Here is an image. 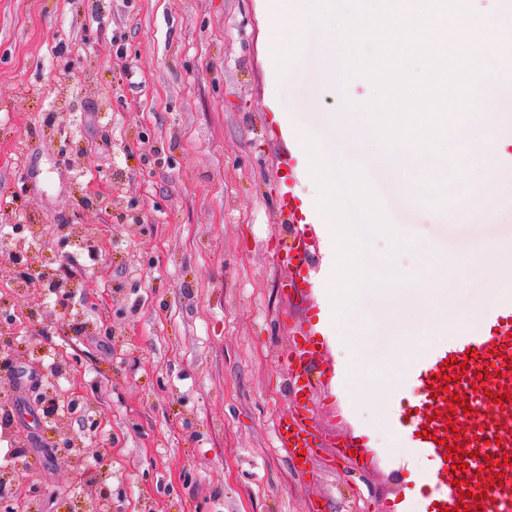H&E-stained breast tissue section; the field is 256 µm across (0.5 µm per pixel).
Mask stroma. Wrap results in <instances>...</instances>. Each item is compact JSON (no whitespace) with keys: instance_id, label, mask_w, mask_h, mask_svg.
<instances>
[{"instance_id":"stroma-1","label":"stroma","mask_w":512,"mask_h":512,"mask_svg":"<svg viewBox=\"0 0 512 512\" xmlns=\"http://www.w3.org/2000/svg\"><path fill=\"white\" fill-rule=\"evenodd\" d=\"M263 0H0V227L36 225L34 295L0 263V471L8 506L83 512H382L416 475L276 440L307 386L321 431L391 441L371 403L336 385L346 350L287 359L319 326L331 242L280 223L291 144L270 123ZM403 241L350 215L367 256L410 279L436 260L512 238V214L426 201L382 182ZM308 252L295 276L287 256ZM73 405L64 423L33 386ZM69 437L78 449L62 456Z\"/></svg>"}]
</instances>
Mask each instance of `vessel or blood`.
Returning a JSON list of instances; mask_svg holds the SVG:
<instances>
[{
    "label": "vessel or blood",
    "mask_w": 512,
    "mask_h": 512,
    "mask_svg": "<svg viewBox=\"0 0 512 512\" xmlns=\"http://www.w3.org/2000/svg\"><path fill=\"white\" fill-rule=\"evenodd\" d=\"M277 125L298 138L303 125L297 111H285L279 104L269 107ZM310 176L309 157L302 146L290 152L287 170L280 181V213L290 224H322L326 218L320 205L312 199L300 198L297 188ZM485 326L476 331L453 335L428 351L424 360L414 364L411 375L417 383L421 399L401 414L400 422L413 432L414 448L435 463V493L430 512L463 505L469 512H512V469H504L503 458L512 459V399L494 403L492 396L499 386L512 387V295L505 296L484 316ZM326 343L317 331H309L295 352L298 364H306L320 354ZM456 380L455 393L466 396L472 415L447 410L449 393L440 391L443 377ZM298 408L290 418L281 419L277 436L281 447L293 457L310 449L317 438V429L308 416L306 388L295 390ZM460 445L468 455L465 470L448 473L444 460L446 449ZM501 472L500 484H490L481 478L486 468ZM465 481L467 490H481V502L460 498L457 481Z\"/></svg>",
    "instance_id": "b4317fda"
}]
</instances>
